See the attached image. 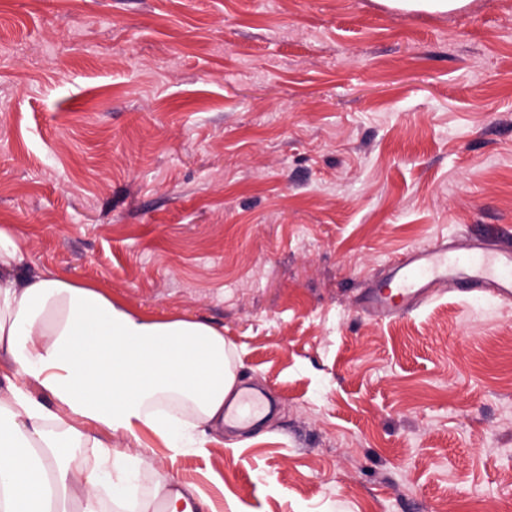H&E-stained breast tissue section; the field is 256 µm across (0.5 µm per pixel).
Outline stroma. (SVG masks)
Wrapping results in <instances>:
<instances>
[{"label": "stroma", "instance_id": "35a3bbf8", "mask_svg": "<svg viewBox=\"0 0 512 512\" xmlns=\"http://www.w3.org/2000/svg\"><path fill=\"white\" fill-rule=\"evenodd\" d=\"M42 270L223 328L277 404L148 455L239 512H512V303L364 302L512 248V0H0V225ZM381 4L402 12L449 14L466 8L471 0H379ZM487 291L505 303L512 301V250L471 245L464 250L442 244L414 253L396 265L370 292L369 308L382 317H398L424 301L432 285Z\"/></svg>", "mask_w": 512, "mask_h": 512}]
</instances>
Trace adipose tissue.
I'll return each mask as SVG.
<instances>
[{
  "instance_id": "1",
  "label": "adipose tissue",
  "mask_w": 512,
  "mask_h": 512,
  "mask_svg": "<svg viewBox=\"0 0 512 512\" xmlns=\"http://www.w3.org/2000/svg\"><path fill=\"white\" fill-rule=\"evenodd\" d=\"M236 382L220 329L38 270L0 225V512H153L144 453L204 451ZM118 433L141 455L113 447ZM154 483L164 512H218L195 483Z\"/></svg>"
}]
</instances>
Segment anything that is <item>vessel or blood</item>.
Masks as SVG:
<instances>
[{
    "mask_svg": "<svg viewBox=\"0 0 512 512\" xmlns=\"http://www.w3.org/2000/svg\"><path fill=\"white\" fill-rule=\"evenodd\" d=\"M435 284L463 288L470 293L486 291L502 302H511L512 250L480 245L458 250L445 244L420 250L396 265L371 290L368 304L379 316L397 317L426 301L427 288ZM264 409L260 397L245 393L229 417L247 421Z\"/></svg>",
    "mask_w": 512,
    "mask_h": 512,
    "instance_id": "vessel-or-blood-1",
    "label": "vessel or blood"
}]
</instances>
